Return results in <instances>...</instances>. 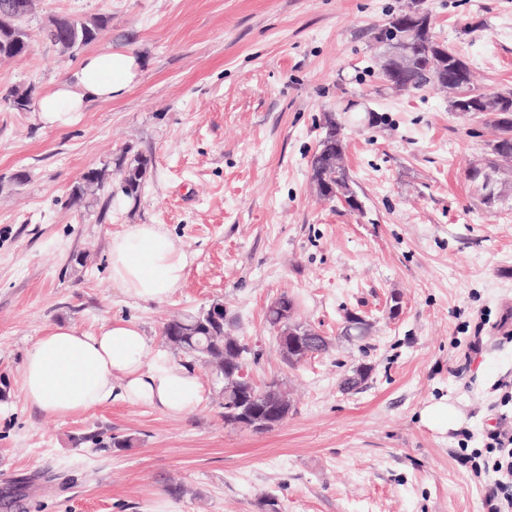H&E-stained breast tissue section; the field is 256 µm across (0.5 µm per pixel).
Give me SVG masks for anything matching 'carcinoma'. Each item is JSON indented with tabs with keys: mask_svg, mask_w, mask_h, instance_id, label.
<instances>
[{
	"mask_svg": "<svg viewBox=\"0 0 512 512\" xmlns=\"http://www.w3.org/2000/svg\"><path fill=\"white\" fill-rule=\"evenodd\" d=\"M51 21L55 29L46 31L47 39L54 43L62 37L69 50L76 52L97 40L106 31L110 17L99 14L73 23L70 15L55 14L51 16ZM31 38L24 18L0 15V61L26 53ZM413 52L418 61L415 68L405 75V81L414 89L422 90L434 84V70L446 64L450 75L459 69L463 71L467 98L471 102L474 103L486 95V92L473 87L471 71L460 54L437 39L428 14L422 18L416 29ZM495 95L502 98L503 108L490 121L498 135L489 144L488 163L494 168L511 167L512 90L497 91ZM33 99L34 91L31 88H10L0 92V102L17 112L31 111ZM322 129L323 135L309 164L310 179L320 198L335 201L340 195H349L353 184L349 170L342 164L346 147L344 127L336 120L335 115L327 112ZM116 165L122 172L120 192L127 199L137 201L151 166L150 158L136 155L128 160L122 155L116 159ZM103 176L104 171L101 169L84 172L71 189L68 205H83L92 189L99 190L104 187ZM294 311V300L282 295L268 307L267 321L271 326L279 327L280 332H286L288 336L300 340L305 346L307 336L313 332V328L295 322ZM370 328L369 321L350 314L346 317L342 333L351 341H360L367 336ZM233 329L234 323L227 316L224 315L220 321L215 322L208 317V308L203 307L195 313L183 314L169 320L163 328V337L169 349L187 359V362L204 368L214 364L218 366V381L213 383V387L222 399L220 407L224 409L222 416L225 425L250 428L256 432L270 431L286 419L291 406L282 395L278 381L272 380L260 387L252 379L239 376V370L249 368L250 359L258 358V353L232 335ZM278 349L282 360L293 367L310 355L328 351L329 342L326 339L321 340L307 354L300 349L292 350L281 343L278 344ZM369 372L370 368L366 366L357 367L352 375L343 379L342 390L349 391L358 387L368 377Z\"/></svg>",
	"mask_w": 512,
	"mask_h": 512,
	"instance_id": "obj_1",
	"label": "carcinoma"
}]
</instances>
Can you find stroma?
Listing matches in <instances>:
<instances>
[{
	"label": "stroma",
	"instance_id": "1",
	"mask_svg": "<svg viewBox=\"0 0 512 512\" xmlns=\"http://www.w3.org/2000/svg\"><path fill=\"white\" fill-rule=\"evenodd\" d=\"M407 3L35 0L29 50L0 62V90L40 96L79 67L85 53L61 56L39 34L53 13L109 15L86 53L133 50L148 65L67 127L0 105V512H266L271 497L279 512H487L458 452L512 430L499 388L512 381V175L484 203L469 171L494 128L439 90L384 86L371 37ZM423 6L476 86L512 89V0ZM332 111L358 211L310 180ZM124 154L152 160L138 203L100 190L67 206L88 169L118 183ZM130 224L163 225L187 257L167 300L131 303L109 277L110 240ZM284 294L331 342L294 368L266 321ZM216 301L262 351L256 383L279 379L293 400L273 430L226 426L209 383L180 417L116 401L55 419L25 401L26 354L51 325L123 317L160 349L166 321ZM350 313L372 324L358 344L340 334ZM362 365L366 381L343 391ZM441 402L460 415L446 430L423 417Z\"/></svg>",
	"mask_w": 512,
	"mask_h": 512
}]
</instances>
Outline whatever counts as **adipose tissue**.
Wrapping results in <instances>:
<instances>
[{
	"label": "adipose tissue",
	"instance_id": "ef3b65f1",
	"mask_svg": "<svg viewBox=\"0 0 512 512\" xmlns=\"http://www.w3.org/2000/svg\"><path fill=\"white\" fill-rule=\"evenodd\" d=\"M144 61L134 51L86 56L38 102V118L65 127L91 101H111L138 80ZM110 276L132 302H160L182 281L187 258L158 224H131L113 236ZM199 377L153 348L141 326L111 318L95 330L53 325L28 352L22 391L31 406L66 418L121 400L178 417L192 411Z\"/></svg>",
	"mask_w": 512,
	"mask_h": 512
}]
</instances>
